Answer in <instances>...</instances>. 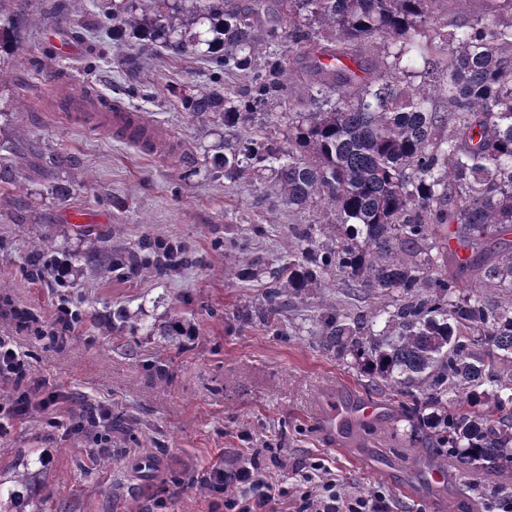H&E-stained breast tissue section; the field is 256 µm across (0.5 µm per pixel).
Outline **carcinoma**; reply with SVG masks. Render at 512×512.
<instances>
[{"label":"carcinoma","mask_w":512,"mask_h":512,"mask_svg":"<svg viewBox=\"0 0 512 512\" xmlns=\"http://www.w3.org/2000/svg\"><path fill=\"white\" fill-rule=\"evenodd\" d=\"M288 29H258L265 4ZM438 0H92L90 52L123 36L211 72L207 86L179 94L182 109L211 113L239 132L214 155L210 175L271 174L266 188L290 208L323 203L336 218L288 228L298 252L271 272L246 325L280 331L288 312L338 280L346 293L391 300L367 313L320 304V349L354 363L375 392L398 397L410 438L432 443L466 476L512 468V250L489 239L512 233V0H489L483 18L433 26ZM28 0H0V57L20 49L34 18ZM396 44L391 61L359 75L364 42ZM307 59V111L288 137L251 130L255 113L286 96L284 56ZM357 68H352V65ZM249 86L232 94L224 75ZM418 78L416 85L408 83ZM248 240L224 237V258L241 282L259 279ZM185 249L141 241L104 268L188 265ZM46 464L29 458L0 482V512H44L32 489Z\"/></svg>","instance_id":"carcinoma-1"}]
</instances>
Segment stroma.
Returning a JSON list of instances; mask_svg holds the SVG:
<instances>
[{
    "mask_svg": "<svg viewBox=\"0 0 512 512\" xmlns=\"http://www.w3.org/2000/svg\"><path fill=\"white\" fill-rule=\"evenodd\" d=\"M49 0H30L36 24L22 48L6 59L11 76L0 88V162L12 166L13 184L0 183V336H10L30 356L32 378L48 381L66 398L64 419L88 417L108 406L123 422L112 431L115 466L93 467L92 435L47 426L42 414L0 437V474L21 463L20 449H40L50 460L46 512H124L128 502L147 512L155 499L167 512H224L220 495L200 486L217 457L267 446L282 449L287 469L275 476L298 484L297 470L323 462L342 495L383 491L390 512H480L475 492L447 457L404 437L402 414L378 397L382 413L352 448L330 445L319 426L329 396H368L363 373L314 346L316 300L290 315L289 333L242 328L237 309L254 304L270 280L243 283L224 259V233L246 234L251 224L275 217L269 233L250 241L249 256L272 263L294 252L292 224H324L322 206L288 208L256 191L249 179L208 176L213 156L232 137L214 116L184 112L172 88H203L202 64L163 55L146 57L136 80L122 60L136 53L128 41L110 45L107 61L91 65L87 49L44 60L30 59L49 40L67 41L68 25H85L87 0H65L66 22L49 14ZM304 63L288 61L285 102L259 113L257 124L276 136L288 130L289 112L306 94ZM65 74V93L87 88L137 108L159 139L151 153L104 132L71 126L49 100L46 77ZM65 157L50 164L52 155ZM70 189L57 198L52 188ZM174 240L192 265L160 275L150 269L117 277L99 268L95 255L134 247L141 239ZM69 262L66 294L84 316L74 334L57 338L51 323L58 301L53 274L33 275L34 261ZM131 313L121 336L109 314ZM179 314L181 336L147 330ZM447 467L445 483L431 471Z\"/></svg>",
    "mask_w": 512,
    "mask_h": 512,
    "instance_id": "35a3bbf8",
    "label": "stroma"
}]
</instances>
